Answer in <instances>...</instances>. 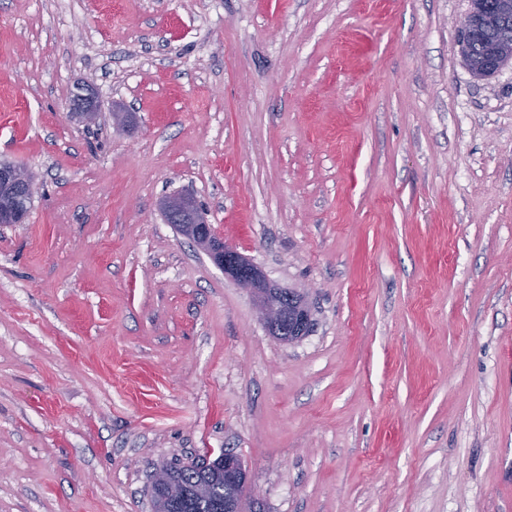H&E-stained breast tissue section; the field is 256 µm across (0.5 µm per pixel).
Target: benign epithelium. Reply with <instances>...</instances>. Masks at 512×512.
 <instances>
[{
	"label": "benign epithelium",
	"instance_id": "benign-epithelium-1",
	"mask_svg": "<svg viewBox=\"0 0 512 512\" xmlns=\"http://www.w3.org/2000/svg\"><path fill=\"white\" fill-rule=\"evenodd\" d=\"M512 61V54L492 46L478 58L474 69L491 75ZM90 102L72 106V116L88 119L98 112V102L89 93L80 94ZM34 194V177L17 164L0 162V224L24 223L23 210ZM164 216L181 235L203 248L213 263L236 284L251 291L257 301L260 320L268 334L280 342H290L309 329L311 311L293 291L269 282L261 269L226 244L214 225L208 223L196 200L187 196H173L164 202ZM202 470L215 469L224 473L229 484H246L247 473L241 459L235 454H224L198 465ZM150 494L159 503L158 512H171L184 491L177 484L161 478L156 470L151 480Z\"/></svg>",
	"mask_w": 512,
	"mask_h": 512
}]
</instances>
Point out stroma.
<instances>
[{
    "mask_svg": "<svg viewBox=\"0 0 512 512\" xmlns=\"http://www.w3.org/2000/svg\"><path fill=\"white\" fill-rule=\"evenodd\" d=\"M469 10L0 0V160L36 176L0 224V512H153L207 449L266 512H512V65L472 76ZM177 192L306 336L166 223ZM164 203V216L180 234L203 248L213 263L236 284L251 291L260 320L268 334L291 342L309 329L311 311L293 291L269 282L261 269L224 242L213 224H208L195 199L173 196ZM160 474L161 467L155 471L150 482V494L159 503L158 512H169L182 498L184 491L177 484L162 479Z\"/></svg>",
    "mask_w": 512,
    "mask_h": 512,
    "instance_id": "stroma-1",
    "label": "stroma"
}]
</instances>
